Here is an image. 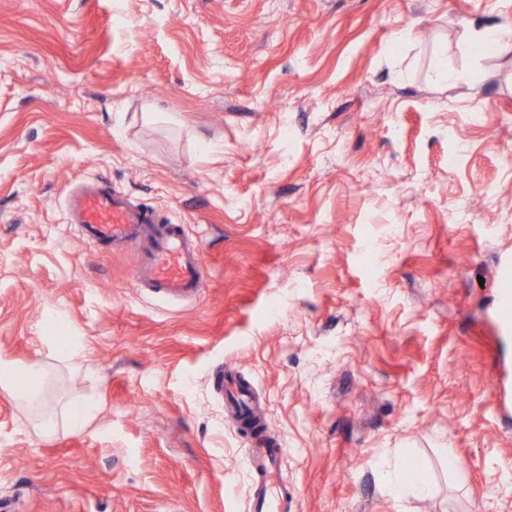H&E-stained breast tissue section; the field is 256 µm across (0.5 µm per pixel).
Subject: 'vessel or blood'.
Wrapping results in <instances>:
<instances>
[{
    "label": "vessel or blood",
    "instance_id": "1",
    "mask_svg": "<svg viewBox=\"0 0 512 512\" xmlns=\"http://www.w3.org/2000/svg\"><path fill=\"white\" fill-rule=\"evenodd\" d=\"M67 223L76 225L82 240L96 247L121 248L146 245L144 259L132 273L138 288L165 296L198 302L206 286L202 263L203 243L187 237L183 225L168 223L148 206L129 200L112 185L85 180L72 187L65 197ZM499 306L496 322L499 333L512 338V263L498 278ZM236 409L235 423L243 425L252 417L246 389L233 375L217 376ZM253 446L246 456L252 481L247 495L253 512H288L295 490L280 470L282 450L264 430L249 429Z\"/></svg>",
    "mask_w": 512,
    "mask_h": 512
}]
</instances>
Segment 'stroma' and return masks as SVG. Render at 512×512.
<instances>
[{
	"label": "stroma",
	"instance_id": "obj_1",
	"mask_svg": "<svg viewBox=\"0 0 512 512\" xmlns=\"http://www.w3.org/2000/svg\"><path fill=\"white\" fill-rule=\"evenodd\" d=\"M487 26L504 49L468 42ZM83 178L202 240V301L139 294L135 252L65 223ZM506 252L512 0H0V357L101 402L41 436L0 391V512H249L224 365L289 512H512ZM499 306L496 322L499 333L505 339L512 338V263L506 264L498 278Z\"/></svg>",
	"mask_w": 512,
	"mask_h": 512
}]
</instances>
